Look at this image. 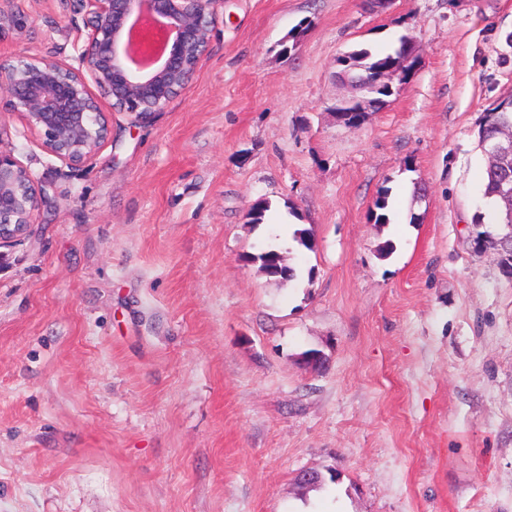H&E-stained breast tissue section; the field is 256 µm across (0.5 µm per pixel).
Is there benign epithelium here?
<instances>
[{"instance_id":"7a95c632","label":"benign epithelium","mask_w":512,"mask_h":512,"mask_svg":"<svg viewBox=\"0 0 512 512\" xmlns=\"http://www.w3.org/2000/svg\"><path fill=\"white\" fill-rule=\"evenodd\" d=\"M154 20L146 38L162 42L160 54L138 64L131 33L138 2ZM90 32L76 64L45 55L12 63L0 60V142L3 115L22 116L42 148L62 163L81 166L110 139L103 103L140 121L162 110L194 75L206 55L220 0H75ZM28 18L0 8V36H23ZM43 193L11 149L0 145V248L23 239Z\"/></svg>"}]
</instances>
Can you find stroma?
<instances>
[{"label":"stroma","mask_w":512,"mask_h":512,"mask_svg":"<svg viewBox=\"0 0 512 512\" xmlns=\"http://www.w3.org/2000/svg\"><path fill=\"white\" fill-rule=\"evenodd\" d=\"M14 7L0 58L74 63L70 0ZM402 36L410 75L339 123V57ZM511 97L512 0H221L192 80L108 111L87 164L6 116L45 200L0 249V512H512V280L473 241ZM270 243L295 279L243 262ZM10 1L12 0L0 1V38L6 32L21 37L28 29L29 20L25 15H22L19 12H9L2 9V2Z\"/></svg>","instance_id":"35a3bbf8"}]
</instances>
